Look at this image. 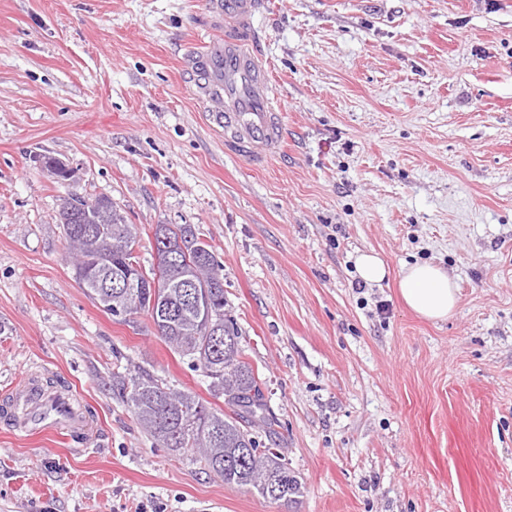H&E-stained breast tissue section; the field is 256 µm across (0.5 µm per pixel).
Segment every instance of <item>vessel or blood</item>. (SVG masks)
<instances>
[{
  "label": "vessel or blood",
  "mask_w": 512,
  "mask_h": 512,
  "mask_svg": "<svg viewBox=\"0 0 512 512\" xmlns=\"http://www.w3.org/2000/svg\"><path fill=\"white\" fill-rule=\"evenodd\" d=\"M259 0H209L213 34L191 60L192 94L208 127L224 137L226 152L260 168L280 154L285 135L271 68L252 48ZM28 431L66 432L86 425L71 389L40 390L25 376L12 399Z\"/></svg>",
  "instance_id": "b4317fda"
}]
</instances>
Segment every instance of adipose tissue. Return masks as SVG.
<instances>
[{
  "label": "adipose tissue",
  "mask_w": 512,
  "mask_h": 512,
  "mask_svg": "<svg viewBox=\"0 0 512 512\" xmlns=\"http://www.w3.org/2000/svg\"><path fill=\"white\" fill-rule=\"evenodd\" d=\"M399 292L408 308L430 320H444L458 302L455 281L440 266L430 263L405 265L401 271Z\"/></svg>",
  "instance_id": "adipose-tissue-1"
}]
</instances>
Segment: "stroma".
Returning a JSON list of instances; mask_svg holds the SVG:
<instances>
[{"label":"stroma","instance_id":"stroma-1","mask_svg":"<svg viewBox=\"0 0 512 512\" xmlns=\"http://www.w3.org/2000/svg\"><path fill=\"white\" fill-rule=\"evenodd\" d=\"M255 26L287 139L260 169L182 69L208 0H0V512H512V0H264ZM72 193L112 200L143 266L159 224L211 245L295 503L225 485L123 403L113 375L139 367L224 408L147 313L80 287ZM370 249L389 277L360 289ZM414 262L458 284L448 320L403 304ZM34 368L76 389L86 434L5 415Z\"/></svg>","mask_w":512,"mask_h":512}]
</instances>
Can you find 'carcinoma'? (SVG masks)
Returning a JSON list of instances; mask_svg holds the SVG:
<instances>
[{"mask_svg":"<svg viewBox=\"0 0 512 512\" xmlns=\"http://www.w3.org/2000/svg\"><path fill=\"white\" fill-rule=\"evenodd\" d=\"M82 207L78 215L61 209L60 224L69 244L85 236L91 227L97 237L111 241L115 234V207L111 199L76 197ZM176 229L185 247L198 258L223 271L211 245L198 236L190 224H178ZM98 263L99 280L89 278L84 288L93 300L112 303V276L133 272L141 266L133 251H115L109 258H93ZM157 294L156 311L146 306H128L125 314L139 311L149 314L159 326L162 341L179 356L191 361L210 379L209 389L214 396L224 397V412L217 413L189 391L178 390L155 378L145 370H130L118 377L122 398L138 422L150 435L173 452L199 453L208 470L224 480V484L255 491L273 502L293 503L302 494V484L288 468L282 453L272 451L258 440L253 430L258 428L269 438L277 434V419L270 412L262 390L259 372L243 357L238 329L225 312L223 284L210 289L212 318L205 317L196 307L182 298L180 289L171 286L155 290L142 288L140 293ZM189 419L196 429L204 430L211 438L205 447L180 442L173 429Z\"/></svg>","mask_w":512,"mask_h":512,"instance_id":"obj_1","label":"carcinoma"}]
</instances>
